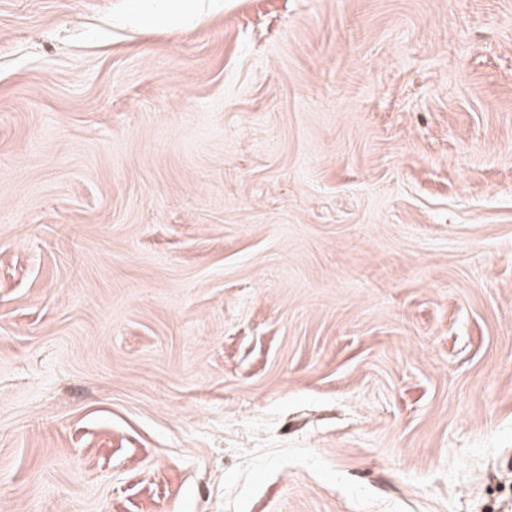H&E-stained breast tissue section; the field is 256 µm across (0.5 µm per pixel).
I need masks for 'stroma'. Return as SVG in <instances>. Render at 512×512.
Returning a JSON list of instances; mask_svg holds the SVG:
<instances>
[{
	"label": "stroma",
	"mask_w": 512,
	"mask_h": 512,
	"mask_svg": "<svg viewBox=\"0 0 512 512\" xmlns=\"http://www.w3.org/2000/svg\"><path fill=\"white\" fill-rule=\"evenodd\" d=\"M0 0V512H512V0ZM158 2L160 7L144 9L141 1L134 0L130 4L128 16L147 28L159 26L163 23L167 26L180 24L187 16L193 13L195 6L192 0H163Z\"/></svg>",
	"instance_id": "obj_1"
}]
</instances>
